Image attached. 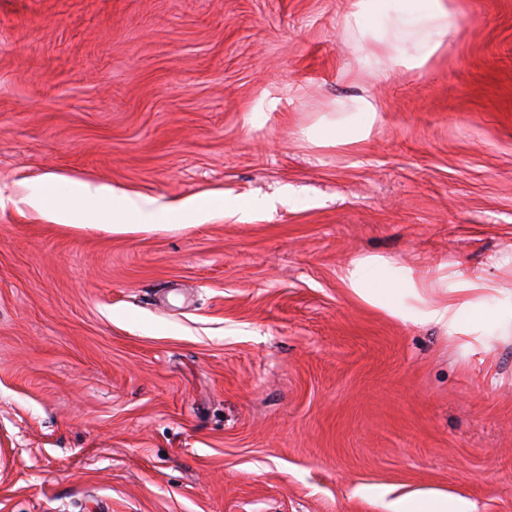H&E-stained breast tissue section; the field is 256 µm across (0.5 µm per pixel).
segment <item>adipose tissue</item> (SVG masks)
I'll return each instance as SVG.
<instances>
[{
    "label": "adipose tissue",
    "mask_w": 512,
    "mask_h": 512,
    "mask_svg": "<svg viewBox=\"0 0 512 512\" xmlns=\"http://www.w3.org/2000/svg\"><path fill=\"white\" fill-rule=\"evenodd\" d=\"M348 24L362 44L364 65L378 73L391 66L408 71L425 67L456 28L455 16L444 6L443 0H354ZM376 119L375 106L362 100L354 110L312 127L309 136L324 146L350 144L368 136ZM26 201L59 224H72L80 217L94 220L105 216L113 231L153 229L173 223L180 214L201 224L218 211L244 214L253 207L252 201H230L221 196H193L173 206L160 205L155 199L133 196L107 184L79 180L63 184L54 175L33 184ZM347 279L353 292L367 303L390 310L396 303L411 298L415 304L408 311L410 317L446 328L456 327L472 306L468 299L444 303L426 301L414 281L394 277L389 267L368 260L354 263L347 272ZM359 492L384 498L388 512L467 510L464 502L449 500L447 495L437 492L393 498L379 487L363 486Z\"/></svg>",
    "instance_id": "adipose-tissue-1"
}]
</instances>
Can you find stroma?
Wrapping results in <instances>:
<instances>
[{
  "label": "stroma",
  "instance_id": "1",
  "mask_svg": "<svg viewBox=\"0 0 512 512\" xmlns=\"http://www.w3.org/2000/svg\"><path fill=\"white\" fill-rule=\"evenodd\" d=\"M352 2L0 0V512H512V0L374 75ZM360 96L366 139L308 138ZM46 174L274 205L74 227ZM363 258L479 304L393 317ZM388 512H466L464 502H448V495L427 492L419 495L395 496L386 503Z\"/></svg>",
  "mask_w": 512,
  "mask_h": 512
}]
</instances>
